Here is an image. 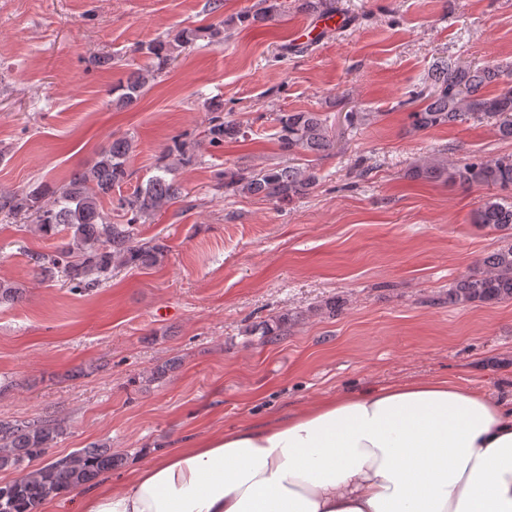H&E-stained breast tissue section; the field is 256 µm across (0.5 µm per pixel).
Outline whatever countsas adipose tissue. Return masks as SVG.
Masks as SVG:
<instances>
[{
	"instance_id": "obj_1",
	"label": "adipose tissue",
	"mask_w": 512,
	"mask_h": 512,
	"mask_svg": "<svg viewBox=\"0 0 512 512\" xmlns=\"http://www.w3.org/2000/svg\"><path fill=\"white\" fill-rule=\"evenodd\" d=\"M77 512H512V403L448 378L328 397L155 454Z\"/></svg>"
}]
</instances>
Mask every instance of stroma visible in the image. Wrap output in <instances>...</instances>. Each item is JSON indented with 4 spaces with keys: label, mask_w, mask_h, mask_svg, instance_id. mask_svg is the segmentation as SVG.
I'll use <instances>...</instances> for the list:
<instances>
[{
    "label": "stroma",
    "mask_w": 512,
    "mask_h": 512,
    "mask_svg": "<svg viewBox=\"0 0 512 512\" xmlns=\"http://www.w3.org/2000/svg\"><path fill=\"white\" fill-rule=\"evenodd\" d=\"M257 2L214 12L210 0H0V192L59 188L127 137L131 178L103 199L109 215L153 175L164 144L200 145L175 172L181 196L136 226L164 239L165 260L114 268L92 292L38 276L54 239L0 214V280L25 290L0 305V420H64L55 457L108 443L123 458L114 482L187 438L368 386L448 377L512 397V301L446 300L512 230L476 223L491 188L407 176L432 156L512 154L487 122L414 132L407 120L436 62H512V0H336L351 21L341 30L321 29L298 0L240 23ZM220 22L228 38L179 48L137 102L113 104V86L151 64L142 44ZM101 52L114 64L90 66ZM212 105L246 139L201 145ZM354 110L375 118L317 160L305 198L279 206L218 190L224 169L285 164L277 113L319 112L339 127ZM282 315L277 342L251 335ZM170 359L178 368L151 380Z\"/></svg>",
    "instance_id": "35a3bbf8"
}]
</instances>
